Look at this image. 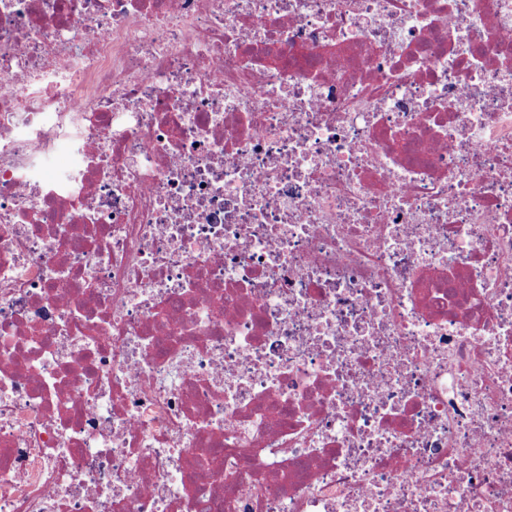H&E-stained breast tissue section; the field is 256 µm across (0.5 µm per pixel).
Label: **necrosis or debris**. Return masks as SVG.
<instances>
[{"label":"necrosis or debris","instance_id":"1","mask_svg":"<svg viewBox=\"0 0 512 512\" xmlns=\"http://www.w3.org/2000/svg\"><path fill=\"white\" fill-rule=\"evenodd\" d=\"M0 512H512V0H0Z\"/></svg>","mask_w":512,"mask_h":512}]
</instances>
